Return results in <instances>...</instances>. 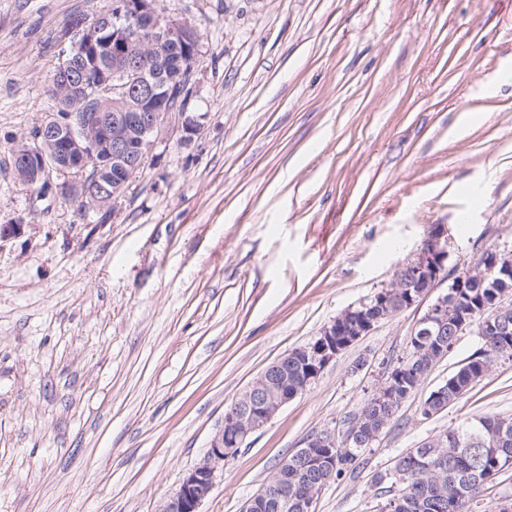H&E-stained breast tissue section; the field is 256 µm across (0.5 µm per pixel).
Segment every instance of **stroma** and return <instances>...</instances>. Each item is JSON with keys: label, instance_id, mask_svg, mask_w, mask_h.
I'll return each instance as SVG.
<instances>
[{"label": "stroma", "instance_id": "stroma-1", "mask_svg": "<svg viewBox=\"0 0 512 512\" xmlns=\"http://www.w3.org/2000/svg\"><path fill=\"white\" fill-rule=\"evenodd\" d=\"M110 0H0V512H160L270 364L395 279L432 227L453 272L512 250V0H156L199 36L190 144L158 143L108 219L21 185L14 144L54 111L75 16ZM477 120L464 136L461 113ZM377 323L218 467L200 512H243L309 435L350 421L446 294ZM424 377L317 512H381L396 457L512 415V361L431 418Z\"/></svg>", "mask_w": 512, "mask_h": 512}]
</instances>
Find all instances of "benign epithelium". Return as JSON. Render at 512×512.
I'll return each instance as SVG.
<instances>
[{
  "mask_svg": "<svg viewBox=\"0 0 512 512\" xmlns=\"http://www.w3.org/2000/svg\"><path fill=\"white\" fill-rule=\"evenodd\" d=\"M112 12L121 25H112V33L102 23H92L69 35L70 45L63 50L55 71V79L63 82L74 100L73 111L60 117L50 112L38 124L39 133L18 141L11 150V166L15 178L25 186L42 185L54 189L76 206L86 198L93 199L102 212L110 210L121 197L133 175L148 161L155 144L162 138L180 133L188 142L200 131L196 120L185 112L166 110L167 98L174 88L194 92V68L187 70V82L182 75L168 77L149 67L147 60L161 53L165 41L180 43L198 51L196 33L186 23L160 12L155 0H112ZM110 57L122 61L124 75L119 84H112L109 72L101 60ZM114 98L115 112H87L83 98L90 91ZM125 167L128 177L112 181L111 164ZM72 175L73 179L53 182V176ZM447 228L440 224L423 241L415 257L404 264L409 270L406 278H397L390 287L407 288L405 302L397 306L394 294L379 298L382 311L371 319L358 314L352 307L339 315L342 332L351 345L366 335L373 326L411 307L420 297L443 279L448 260ZM470 276L485 281L493 278V287L505 296L512 291V251H487L470 271ZM475 325L473 314L457 312L448 307V295H442L420 319V335L432 331L444 332L453 328L456 333ZM336 324L327 326L314 350L309 378L319 377L324 368L336 358L338 349L332 336ZM282 360L269 365L235 401L234 412L225 424L235 432L219 430L209 449L207 459L191 469L182 479L179 489L168 498L161 512H199V506L209 496L215 484L217 466L235 457L245 440L262 430L282 406L301 394H269L267 387L276 378ZM308 448H330L336 445V434L321 430L306 441Z\"/></svg>",
  "mask_w": 512,
  "mask_h": 512,
  "instance_id": "7a95c632",
  "label": "benign epithelium"
}]
</instances>
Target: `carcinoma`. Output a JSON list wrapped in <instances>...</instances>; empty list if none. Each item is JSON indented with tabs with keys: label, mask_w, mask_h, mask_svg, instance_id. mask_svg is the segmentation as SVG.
Masks as SVG:
<instances>
[{
	"label": "carcinoma",
	"mask_w": 512,
	"mask_h": 512,
	"mask_svg": "<svg viewBox=\"0 0 512 512\" xmlns=\"http://www.w3.org/2000/svg\"><path fill=\"white\" fill-rule=\"evenodd\" d=\"M458 278L465 279L464 287L456 289L458 304L474 313L477 323L486 325L487 336L483 347L439 386L445 390L448 401L458 392H468L497 361L512 360V322L493 320L492 312L480 307L478 301L486 296L488 289L471 281L468 271L459 273ZM456 340L457 337L449 335L425 340L432 350L430 357H409L387 376L389 400L402 402L415 393L433 364L448 353ZM308 366L305 353L296 350L288 353L277 387L290 390L303 387ZM359 417L362 423L358 435L362 444L352 440L344 447L315 449L322 458L321 468L316 470L295 465L293 456H288V467L282 470L278 484L268 485L270 492L266 501L259 503L258 512H300L292 504L314 497L322 486L356 470L359 458L395 414L372 397L364 403ZM440 439L441 443L422 453L414 448L401 455L397 459L401 465L398 475L378 478L380 483H389L386 494L390 498L401 496L411 500L413 507L408 512H461L451 505L456 502L463 505L475 499L503 471L499 459L504 455L512 457V417H479L449 429ZM284 494L290 504L286 511L278 507Z\"/></svg>",
	"instance_id": "1"
}]
</instances>
